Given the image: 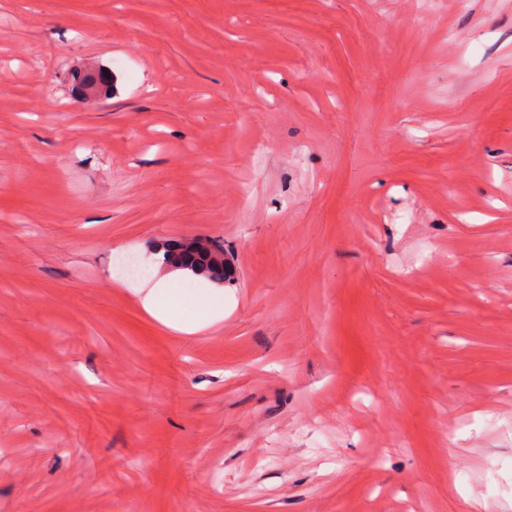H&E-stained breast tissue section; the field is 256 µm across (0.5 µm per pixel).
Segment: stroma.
Here are the masks:
<instances>
[{"label":"stroma","mask_w":512,"mask_h":512,"mask_svg":"<svg viewBox=\"0 0 512 512\" xmlns=\"http://www.w3.org/2000/svg\"><path fill=\"white\" fill-rule=\"evenodd\" d=\"M0 512H512V0H0ZM163 250L170 265L190 271L196 276L224 283L232 275L231 267H225L224 270V247L214 242L200 238L193 241L180 240L165 244ZM167 283L161 280L156 288H152L143 298L144 308L153 315L161 318L168 326L174 328L177 331L184 333H196L197 331L210 326L217 320L224 319L223 313H216L214 311H206L201 317L191 321L184 320H169L167 318V312L161 306V298L167 290Z\"/></svg>","instance_id":"obj_1"}]
</instances>
